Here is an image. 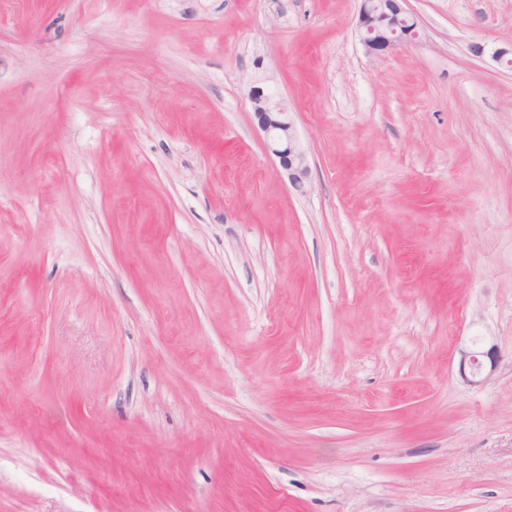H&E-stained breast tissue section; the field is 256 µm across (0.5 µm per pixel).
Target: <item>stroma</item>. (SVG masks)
<instances>
[{
  "mask_svg": "<svg viewBox=\"0 0 512 512\" xmlns=\"http://www.w3.org/2000/svg\"><path fill=\"white\" fill-rule=\"evenodd\" d=\"M402 7L0 0V512H512V0ZM361 41L370 52H384L417 36L416 23L397 0H360ZM251 82L248 97L259 127L265 134L267 149L278 158L289 183L303 191L309 168L294 126L288 120V109L270 92L269 77L256 74Z\"/></svg>",
  "mask_w": 512,
  "mask_h": 512,
  "instance_id": "stroma-1",
  "label": "stroma"
}]
</instances>
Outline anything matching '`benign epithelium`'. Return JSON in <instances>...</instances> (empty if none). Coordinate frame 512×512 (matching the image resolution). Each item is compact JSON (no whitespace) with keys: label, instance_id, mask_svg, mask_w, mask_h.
<instances>
[{"label":"benign epithelium","instance_id":"obj_1","mask_svg":"<svg viewBox=\"0 0 512 512\" xmlns=\"http://www.w3.org/2000/svg\"><path fill=\"white\" fill-rule=\"evenodd\" d=\"M361 41L371 52H384L417 36L416 23L405 15L398 0H360ZM270 78L257 74L252 80L249 100L267 149L279 160L289 183L305 189L309 168L296 131L288 120V109L270 92Z\"/></svg>","mask_w":512,"mask_h":512}]
</instances>
